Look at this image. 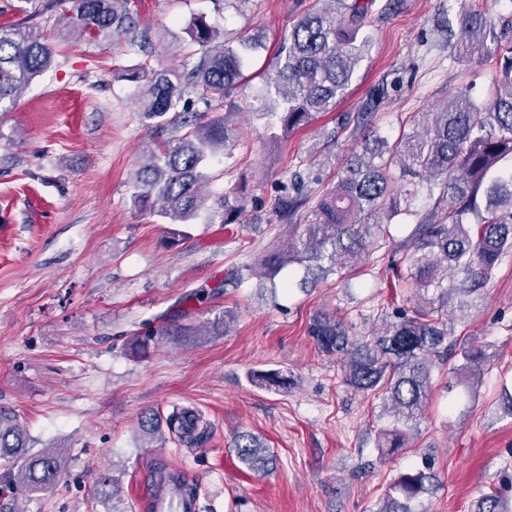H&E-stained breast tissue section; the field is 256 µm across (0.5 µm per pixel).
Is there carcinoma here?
<instances>
[{"label": "carcinoma", "instance_id": "carcinoma-1", "mask_svg": "<svg viewBox=\"0 0 512 512\" xmlns=\"http://www.w3.org/2000/svg\"><path fill=\"white\" fill-rule=\"evenodd\" d=\"M33 13L46 5L56 9L55 31L60 38L73 34L93 41L137 36L131 0H21ZM319 7L303 15L288 33L254 97L255 111L274 117L270 139L309 125L317 115L336 108L349 92L357 67L365 57L374 0H318ZM456 60L478 54L500 58L493 80V96L483 104L470 97L465 86L448 93L432 124L423 130L401 131L394 140L380 135L372 114L390 97L388 83L375 85L358 112L349 115L342 129L361 143L344 162L336 186L320 196L304 215L308 201L306 182L297 175L275 202L280 217L293 224L288 241L267 252L260 266L273 279L287 266L305 265L306 271L339 273L368 251L374 225L371 217L386 222L406 214L421 189L447 202L435 222L424 216L412 225L400 244L398 279L413 290L418 308L400 313L396 320L359 343L338 320L316 316L308 334L319 350L346 357L344 383L363 391H377L393 413V426L380 431L383 456L409 447L428 406L431 370L435 360L448 354V327L442 320L452 296L466 298L492 276L506 254H512V42H503L492 16L469 10L459 22ZM196 49L183 55L180 67L157 71L147 62L125 70L124 78L144 88L138 112L144 126L166 128L171 140L150 151L134 175V204L139 210L186 224L206 202V169L210 158L235 138L226 116L218 110L231 105L235 90L249 83L246 62L263 42L244 30L235 41L210 25L202 14L187 26ZM55 61V50L43 34L20 24L0 27V104L15 102L22 92ZM196 94L206 118L181 106ZM245 187L236 196H224V224H234L243 211ZM457 284L448 285V278ZM167 326L145 323L130 337V349L149 352ZM492 345L461 347L462 363L453 368L459 383L480 380L490 365ZM266 387L285 388L288 379L278 372H256ZM189 411L176 409L164 420L144 414L139 423L150 439L168 432L188 447L204 441L208 425L202 414L191 411L193 424L182 420ZM238 460L261 471L269 449L252 436L235 440ZM0 460L5 461L4 483L9 490L47 491L61 480L65 468L54 448L27 453L26 432L16 416L0 412ZM434 474L425 465L398 476L376 512H416V503L432 485ZM475 512H512V497L501 491L483 496Z\"/></svg>", "mask_w": 512, "mask_h": 512}]
</instances>
